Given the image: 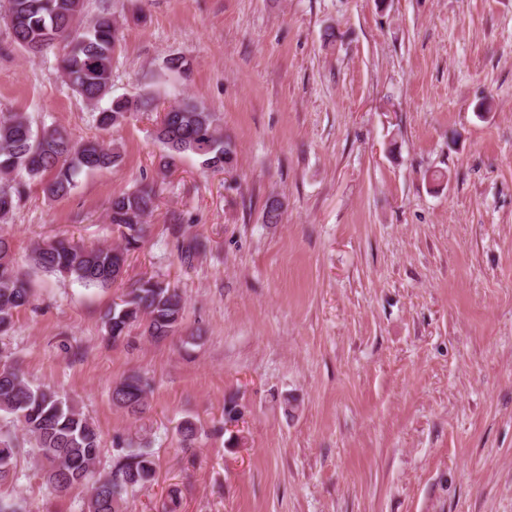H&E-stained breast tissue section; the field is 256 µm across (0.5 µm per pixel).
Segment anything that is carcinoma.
Listing matches in <instances>:
<instances>
[{"instance_id": "1", "label": "carcinoma", "mask_w": 512, "mask_h": 512, "mask_svg": "<svg viewBox=\"0 0 512 512\" xmlns=\"http://www.w3.org/2000/svg\"><path fill=\"white\" fill-rule=\"evenodd\" d=\"M83 0H9L6 24L14 43L31 53L58 48L57 67L74 94L96 105L111 89L112 62L120 45V28L110 12L83 20ZM156 109L149 96L116 98L98 112V125L117 128L136 112ZM162 144L160 169L169 171L176 158L194 154L213 171H230L236 147L224 137L219 118L205 105L185 99L170 105L156 124ZM121 146L108 147L97 139H77L54 127L36 131L24 112L0 114V223L4 224L26 199L28 180L42 179V191L52 200L72 194L77 176L116 166ZM157 183L146 178L132 190L112 196L110 223L121 245L85 246L66 239L33 243V268L72 278L86 286L108 288L118 282L130 251L145 237L146 218L158 207ZM202 241L195 235L177 240L180 258L191 263ZM28 280L17 269L12 242L0 234V333L13 325L14 315L30 302ZM184 300L179 291L152 277L135 282L105 314L108 335L116 338L128 327L144 326V335L163 340L181 326ZM150 384L130 375L112 390L113 401L135 415L147 404ZM0 412L12 416L35 441L45 463L47 481L59 492L82 484L99 453L101 437L78 404L56 391L31 384L19 369L0 366ZM19 449L0 438V482L14 474ZM156 465L151 449L128 445L120 449L112 470L99 478L85 504V512H121L128 488L154 482Z\"/></svg>"}]
</instances>
